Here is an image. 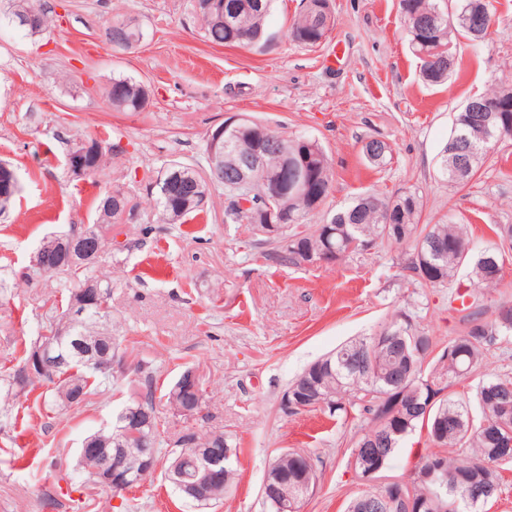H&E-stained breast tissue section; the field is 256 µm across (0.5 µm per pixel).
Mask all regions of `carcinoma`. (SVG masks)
Returning a JSON list of instances; mask_svg holds the SVG:
<instances>
[{
    "mask_svg": "<svg viewBox=\"0 0 512 512\" xmlns=\"http://www.w3.org/2000/svg\"><path fill=\"white\" fill-rule=\"evenodd\" d=\"M193 13L200 20L204 41L216 46L262 47L273 39L267 28V17L273 0H190ZM480 0H454L453 7L440 0H400L399 9L413 54L420 61L422 79L429 85H441L456 72L459 60L448 53V46L458 38L478 42L489 34L491 16L481 23L471 20ZM0 11L15 18L27 15L25 30L42 33L52 26V17L41 0H0ZM335 17L330 0H304L286 36L291 41L315 47L326 40L334 27ZM105 39L112 49L133 46L132 38L144 36L139 23L131 17H116L105 27ZM105 100L116 112H140L148 103L144 86L130 77H114L103 89ZM478 98L494 102L492 112H457L451 135L440 154L437 177L456 187L468 185L477 175L481 162L500 130L512 132V88L483 93ZM276 141L275 150L262 157L250 171L246 187L228 184L219 177L207 179L203 173H219L239 165L261 144ZM90 145L94 149L92 175L103 173L108 156H117L115 148L105 141L85 135L70 140L69 152ZM362 154L374 168H383L391 160L390 146L377 139L362 145ZM202 169L171 161L161 178L168 179V189L158 187L154 205L162 224H185L203 211L213 186L224 189L229 204L224 210V223L248 224L254 242L266 245L256 259L272 260L299 268L307 255L332 253L334 260L365 249L376 241L398 245L410 244L413 256L406 263L409 277L432 288H440L456 280L462 268L470 269L467 296L473 289L499 288L504 285L503 244L512 250V225L497 224L493 228L500 243L474 254L463 228L458 224H422L421 195L403 190L389 197L364 193L351 204L334 211L329 218L311 229L289 231L294 224H307L309 217L326 203L332 170L329 156L319 140L297 136L290 138L256 120H250L243 131L224 134V153L212 156L209 146L203 149ZM250 195L253 206L242 207L237 198ZM130 198L119 187L109 188L96 199L93 223L69 234L91 236L99 240V254L87 263L77 264L63 251L53 247V236L44 237L39 247L44 251L39 273L56 276L64 283V304L55 306V316L43 323L42 331L31 344L23 366L4 376L7 394L31 384L25 365L46 341L53 326L66 324L58 351L67 356L47 378L52 385L44 402L53 405H79L112 381V360L119 357L121 342L112 335V311L96 312L92 306L83 313L71 312V301L92 290L112 296V279L99 278L92 269L112 239V225L124 224ZM280 226V232L269 235L267 224ZM476 312L471 325L460 335L437 349L432 337L419 330L411 317L400 315L381 326L369 337L351 340L314 362L298 375L288 390L307 391L315 404L329 415L357 412L362 421L358 439L350 458L365 472L371 465L366 450H371L389 463L405 435L422 427L427 430L429 449L415 463L406 492L412 495L416 512H480L481 506L501 490V471L482 465L486 459L512 463V380L489 376L476 384L473 414L470 401L452 391L455 383L478 372L482 353L500 335L512 333V304L494 307L488 319ZM168 406L180 415L192 418L203 406V397L183 391L180 382L165 394ZM122 427L115 421L106 430L87 439L114 453ZM199 448L204 451L233 450L229 437L222 432L197 434L189 429L174 442L166 455V468L179 463L185 453ZM453 449V456L444 454ZM308 456L297 451H281L270 464L274 471L286 473L288 482L279 486L281 498L294 504L299 512L303 501L313 493L317 482L315 470H307ZM78 465L86 476V485H96L105 468L104 457L79 455ZM438 466L447 472L444 489L428 482L426 471ZM224 497V488L196 484L189 500L192 508L202 512ZM370 497L383 505L385 490L372 487L351 501L348 512H374L366 507Z\"/></svg>",
    "mask_w": 512,
    "mask_h": 512,
    "instance_id": "cac0c4a2",
    "label": "carcinoma"
}]
</instances>
